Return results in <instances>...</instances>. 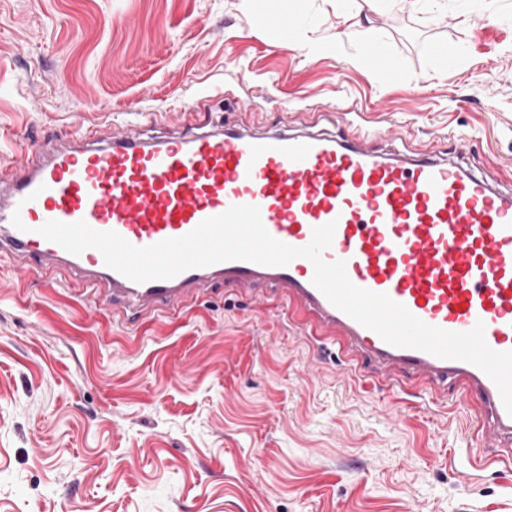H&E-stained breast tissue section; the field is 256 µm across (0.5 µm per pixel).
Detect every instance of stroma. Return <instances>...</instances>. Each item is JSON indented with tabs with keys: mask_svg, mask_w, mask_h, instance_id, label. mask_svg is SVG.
<instances>
[{
	"mask_svg": "<svg viewBox=\"0 0 512 512\" xmlns=\"http://www.w3.org/2000/svg\"><path fill=\"white\" fill-rule=\"evenodd\" d=\"M296 18L285 43L268 18ZM371 29L400 74L353 64ZM340 52L309 53L304 38ZM437 45L458 58L439 62ZM223 88L225 97L215 96ZM383 114H374L376 106ZM377 149L512 164V0H0V158L82 126L108 138L347 130ZM464 407L396 390L284 308L211 291L136 320L0 255V512H512Z\"/></svg>",
	"mask_w": 512,
	"mask_h": 512,
	"instance_id": "35a3bbf8",
	"label": "stroma"
}]
</instances>
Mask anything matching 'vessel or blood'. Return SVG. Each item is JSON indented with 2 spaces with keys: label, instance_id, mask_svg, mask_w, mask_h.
Segmentation results:
<instances>
[{
  "label": "vessel or blood",
  "instance_id": "b4317fda",
  "mask_svg": "<svg viewBox=\"0 0 512 512\" xmlns=\"http://www.w3.org/2000/svg\"><path fill=\"white\" fill-rule=\"evenodd\" d=\"M343 135L256 134L227 127L164 140L141 139L122 125L106 147L78 144L0 162V253L19 275L61 265L79 295L136 312L178 313L210 283L285 296L316 336L373 362L381 379L405 377L440 396L477 399L482 439L512 460V415L492 379L477 365L383 341L336 308L313 282L305 258L285 266L233 260L175 277L134 282L109 268L102 254L74 255L38 233L45 222L85 221L143 247L188 234L234 205H254L268 233L306 246L314 227L335 222L323 258L346 263L357 286L388 294L425 323L451 332L485 327L487 345L512 350V192L491 176L430 152L386 155L372 148L377 126L351 111ZM20 214L23 228L12 223Z\"/></svg>",
  "mask_w": 512,
  "mask_h": 512
}]
</instances>
